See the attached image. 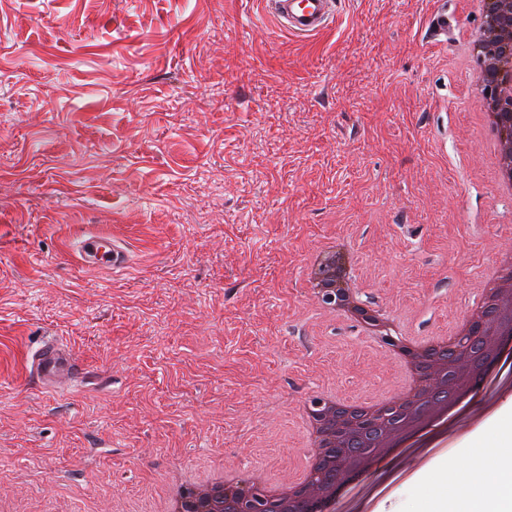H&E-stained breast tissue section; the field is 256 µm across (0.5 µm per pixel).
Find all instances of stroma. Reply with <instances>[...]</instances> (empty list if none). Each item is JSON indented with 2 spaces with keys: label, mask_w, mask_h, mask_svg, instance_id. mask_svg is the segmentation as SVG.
<instances>
[{
  "label": "stroma",
  "mask_w": 512,
  "mask_h": 512,
  "mask_svg": "<svg viewBox=\"0 0 512 512\" xmlns=\"http://www.w3.org/2000/svg\"><path fill=\"white\" fill-rule=\"evenodd\" d=\"M335 2L305 39L256 0H0V512H159L174 472L220 464L295 475L304 397L399 387L305 292L308 255L334 243L426 336L512 248L469 94L480 13ZM87 229L127 268L82 269ZM54 340L77 371L50 391L30 358ZM511 437L505 414L430 468L402 456L383 512H442L471 446Z\"/></svg>",
  "instance_id": "35a3bbf8"
}]
</instances>
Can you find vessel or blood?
Wrapping results in <instances>:
<instances>
[{"mask_svg":"<svg viewBox=\"0 0 512 512\" xmlns=\"http://www.w3.org/2000/svg\"><path fill=\"white\" fill-rule=\"evenodd\" d=\"M264 12L289 33L309 37L322 31L335 17V0H260ZM75 258L83 268L92 270L101 266L124 268L127 252L102 232L83 234L77 244ZM37 378L49 385L51 376L61 368H74L75 363L56 343L39 348L33 356Z\"/></svg>","mask_w":512,"mask_h":512,"instance_id":"1","label":"vessel or blood"}]
</instances>
